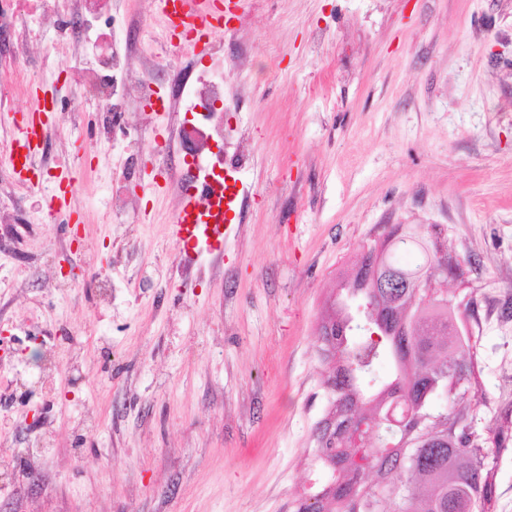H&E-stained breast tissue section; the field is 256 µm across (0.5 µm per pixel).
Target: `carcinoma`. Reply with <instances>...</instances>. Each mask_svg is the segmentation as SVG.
Segmentation results:
<instances>
[{"label": "carcinoma", "mask_w": 512, "mask_h": 512, "mask_svg": "<svg viewBox=\"0 0 512 512\" xmlns=\"http://www.w3.org/2000/svg\"><path fill=\"white\" fill-rule=\"evenodd\" d=\"M428 248L402 226L381 244L375 263L362 256L355 274L338 284L336 308L349 294H367L388 275L409 282L427 276ZM382 323L367 316L322 319L330 334L324 351L334 359L328 376L336 431L351 419L372 424L363 447L348 448L341 438L318 436L317 452L330 460L333 487L322 496L300 501L297 512H385L386 500L399 499L398 512H490L493 483L491 442L475 430L470 405L464 403L471 374L466 356L472 346L458 334L448 303L405 286L381 288ZM381 335L380 342L372 333ZM389 356L394 372L381 380L370 359ZM401 398L428 416L412 424L403 446L389 448L392 426L376 420Z\"/></svg>", "instance_id": "carcinoma-1"}]
</instances>
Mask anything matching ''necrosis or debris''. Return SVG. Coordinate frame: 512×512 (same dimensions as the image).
<instances>
[{
    "mask_svg": "<svg viewBox=\"0 0 512 512\" xmlns=\"http://www.w3.org/2000/svg\"><path fill=\"white\" fill-rule=\"evenodd\" d=\"M34 14L63 29L76 47L75 103L92 102L96 111L120 126L125 122L128 100L135 98L145 106L143 126H151L153 116L148 105L155 94L154 81L135 75L133 69L138 27L127 25L122 46L100 43V31L114 19L98 9L94 0H69L68 10L62 13L53 9L50 0H0V112L28 92L21 78L31 70L27 18ZM164 77L167 92L161 102L165 111L184 113L185 118L170 138L153 144L156 164L149 173L134 168L120 177L121 187L112 195L113 205L118 210L125 208L133 201L129 186L143 192L149 188V178L160 176L176 192L188 181L202 187L199 222L221 223L226 183L220 171L225 163L240 164L247 156L245 140L235 138L232 129L224 125V66H201L190 59L168 66ZM230 138L235 141L231 157L209 154L210 142Z\"/></svg>",
    "mask_w": 512,
    "mask_h": 512,
    "instance_id": "obj_1",
    "label": "necrosis or debris"
}]
</instances>
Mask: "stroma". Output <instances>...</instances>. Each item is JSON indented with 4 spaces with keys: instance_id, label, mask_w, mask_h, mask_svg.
<instances>
[{
    "instance_id": "stroma-1",
    "label": "stroma",
    "mask_w": 512,
    "mask_h": 512,
    "mask_svg": "<svg viewBox=\"0 0 512 512\" xmlns=\"http://www.w3.org/2000/svg\"><path fill=\"white\" fill-rule=\"evenodd\" d=\"M140 22V56L162 28L152 0H112ZM36 88L60 133L49 171L14 189L4 157L27 100L0 113V512H295L327 482L314 466L328 415L318 328L340 275L396 224L459 264L446 287L473 341L468 399L490 459L492 512H512V0H240L210 49L224 52V120L251 153L238 168L224 257L181 273L169 189L111 209L112 181L146 160L176 119L131 141L103 114L71 112V50L30 19ZM72 179L71 224L46 202ZM103 268L106 293L79 284ZM64 329L80 368L41 369Z\"/></svg>"
}]
</instances>
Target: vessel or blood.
<instances>
[{
    "mask_svg": "<svg viewBox=\"0 0 512 512\" xmlns=\"http://www.w3.org/2000/svg\"><path fill=\"white\" fill-rule=\"evenodd\" d=\"M155 10L164 22L173 18L187 19L190 29L186 45L195 51H205L210 35L224 24L223 0H155ZM45 123L41 112L28 113L13 140L7 160L12 167L24 170L34 163L43 142ZM200 199L191 190L183 194V202L172 216L170 237L177 245L184 262L191 263L201 255L214 258L224 253V240L232 227L228 224H195L191 221Z\"/></svg>",
    "mask_w": 512,
    "mask_h": 512,
    "instance_id": "obj_1",
    "label": "vessel or blood"
}]
</instances>
